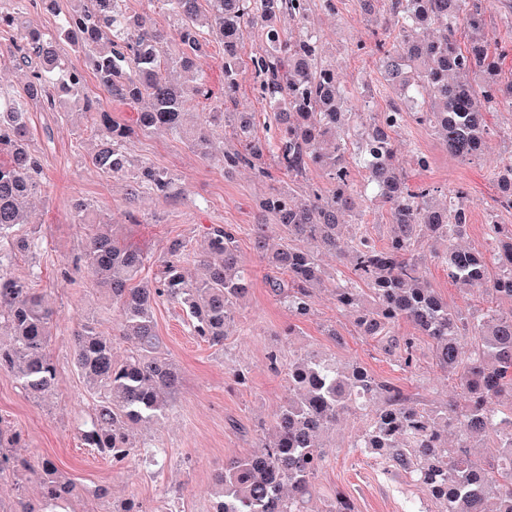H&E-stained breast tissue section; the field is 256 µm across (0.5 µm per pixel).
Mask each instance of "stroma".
Listing matches in <instances>:
<instances>
[{"label":"stroma","mask_w":512,"mask_h":512,"mask_svg":"<svg viewBox=\"0 0 512 512\" xmlns=\"http://www.w3.org/2000/svg\"><path fill=\"white\" fill-rule=\"evenodd\" d=\"M311 24L320 36L325 54L356 90L374 92L375 111L391 108L393 100L382 93L374 56L358 51L369 41L370 29L362 19L357 0H338L335 14L314 10ZM257 44L245 41L241 51L243 79L239 105L256 114V134L265 136L268 117L264 103L253 90L250 58ZM224 56L219 43H210L200 62L199 76L212 92L190 110V120L210 111L224 96ZM484 158L471 163L450 156L430 127L410 125L403 133L400 166L415 182H426L445 191L461 185L468 191V234L464 246L485 245L487 207L497 189L491 164L512 158V113L489 114ZM32 149L44 169L43 186L32 204L33 220L43 244L35 252L17 256L11 265L15 277L28 279L37 272V286L54 311L55 341L52 353L58 366L54 388L44 399H29L15 378L0 372V430L20 433L17 455L30 462L52 459L78 488L74 512H118L122 502L136 498L146 512H210L215 476L225 460L255 447L270 429L277 411L288 398L286 372H273L269 357L288 359L319 354L340 364L357 363L376 376L401 387L414 400L426 404L457 399L454 381L437 364L429 343H421L413 373L399 370L377 350L372 341L358 335L352 313L341 311L331 290L314 299L309 318L297 320L270 293L266 277L270 269L252 248L251 228L266 223L257 206L270 181L257 179L248 169L225 172L217 163L202 159L184 141L165 133L148 134L131 142L134 160H147L170 172L175 190L170 197L141 195L129 202L126 181L109 177L89 161L91 133L78 114L31 110ZM429 156L430 165L419 169L415 153ZM83 200L90 213L111 218L128 245L149 258L161 255L173 238L187 243L189 252L199 248L202 227L229 224L236 231L244 263L250 273L247 297L232 312V325L223 346L212 347L191 336L186 314L179 306L161 303L154 309L156 329L164 350L175 362L181 382L173 409L161 421L137 427L136 439L154 440L166 452L164 468L134 459L121 470L79 439V428L93 403L73 365L69 338L79 324L91 322L103 335H112L116 317L104 292L85 274L75 270L85 233L71 209ZM424 272L432 288L449 306L468 309H511L452 283L433 258H426ZM336 329L330 337L328 329ZM245 374L237 382L236 374ZM365 418L344 416L329 437L330 449L315 479L311 512H324L332 492L339 487L350 493L355 512H406L410 504L427 502L424 489L404 475L381 473L373 457L355 451L352 441ZM104 489L97 497L96 489Z\"/></svg>","instance_id":"35a3bbf8"}]
</instances>
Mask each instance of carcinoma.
<instances>
[{
    "instance_id": "carcinoma-1",
    "label": "carcinoma",
    "mask_w": 512,
    "mask_h": 512,
    "mask_svg": "<svg viewBox=\"0 0 512 512\" xmlns=\"http://www.w3.org/2000/svg\"><path fill=\"white\" fill-rule=\"evenodd\" d=\"M171 29L160 30L145 14L127 12L124 0H17L0 9V29L16 30L0 61L24 71L18 91L0 86V242L26 252L38 245L39 230L14 236L31 223L29 197L40 187L42 167L30 148L31 105L55 111L67 97H77L92 75L104 98H84L99 139L92 165L112 177L134 170L130 199L142 194L172 195L175 180L145 160L133 161L129 142L162 129L213 156L224 169L248 167L259 178L272 177L266 158L273 157L288 183L259 199L272 224H257L253 248L262 253L273 231L281 237L271 256L276 274L266 279L271 293L297 319L312 312L314 289L324 282L317 251L333 252L349 263L350 274L330 278L336 306L356 313L360 335L402 371L416 369L419 343L427 340L438 364L455 380L460 400L426 405L408 397L392 382L362 366L343 369L315 355L288 362L290 396L272 433L258 450L224 463L218 477L214 512H307L316 475L326 459L323 434L346 414L361 410L366 422L353 447L378 452L388 471L409 476L428 493L438 512H512V312L481 317L453 308L424 276V250L447 269L448 278L491 298L512 303V225L498 222V211L511 209L512 160L493 165L498 193L491 198L485 224L486 246L461 247L469 229L467 190L454 186L448 199L436 201L438 188L413 183L396 166L397 136L414 121L432 127L448 153L463 162L482 157L486 115L512 112V78L502 61L512 56V33L491 51L480 39L463 47L460 29L481 32L491 0H358L361 13L375 24L368 47L378 58L382 86L410 107L357 124L351 89L327 60L318 32L311 27L314 0H162ZM58 13L56 32L25 26L30 9ZM293 22L292 35L277 18ZM396 33L393 43L387 38ZM247 37L257 40L252 57L254 90L271 114L273 135L254 134V114L237 108L240 51ZM70 42L85 67H68L57 45ZM224 50V99L203 123L188 126L186 111L208 95L198 81L175 84L168 71L192 70L206 45ZM136 110L129 123L112 115L103 99ZM359 167L364 185L387 207L388 230L378 243L361 222L362 192L351 172ZM312 169L322 171L328 187L311 186L306 196L295 185ZM78 221L92 228L73 266L103 289L120 319L119 336L129 344L124 359L114 355V340L85 323L71 338L73 360L95 403L80 431L84 447L128 463L138 452L132 425L164 416L178 390L179 374L163 350L153 310L159 302L183 307L191 335L211 346L224 344L232 307L244 296L248 273L237 231L229 224L203 226L198 255L199 278L188 273L187 245L169 241L155 260L157 272L142 277L149 263L140 250L112 234L111 220L95 219L82 203ZM53 312L28 281L12 277L0 255V371L12 374L25 394L40 400L55 385L57 366L51 353ZM406 322L413 328L401 334ZM472 337L469 350L459 345ZM497 408H492V405ZM21 436L0 431V473L16 485L38 473L39 495L20 501V512H70L74 486L53 460L33 467L10 453ZM490 440L493 462L473 457L471 449ZM326 512H355L350 495L334 491Z\"/></svg>"
}]
</instances>
